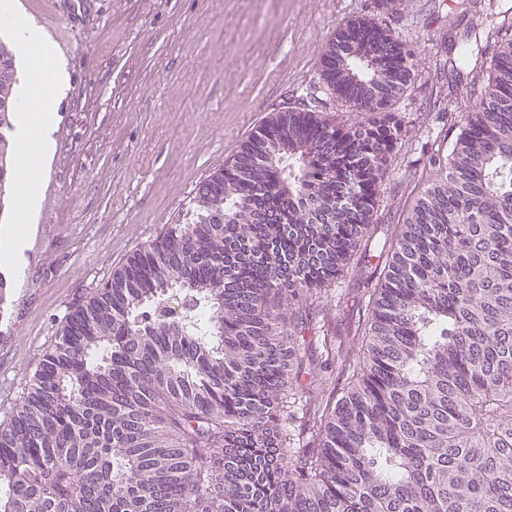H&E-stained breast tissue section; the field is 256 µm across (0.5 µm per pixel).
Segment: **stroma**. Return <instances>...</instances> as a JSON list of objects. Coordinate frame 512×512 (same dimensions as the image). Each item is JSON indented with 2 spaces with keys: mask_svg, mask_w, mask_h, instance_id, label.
Wrapping results in <instances>:
<instances>
[{
  "mask_svg": "<svg viewBox=\"0 0 512 512\" xmlns=\"http://www.w3.org/2000/svg\"><path fill=\"white\" fill-rule=\"evenodd\" d=\"M47 30L68 76L44 173L26 275L0 317V418L27 387L70 306L183 214L197 185L269 113L321 96L325 43L374 0H15ZM512 24V0H402L383 17L413 51L404 132L372 226L382 246L438 169L426 151L440 111L463 105L492 46L483 19ZM374 269L356 256L324 307L356 350Z\"/></svg>",
  "mask_w": 512,
  "mask_h": 512,
  "instance_id": "1",
  "label": "stroma"
}]
</instances>
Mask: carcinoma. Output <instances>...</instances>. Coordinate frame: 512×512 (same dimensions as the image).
Returning a JSON list of instances; mask_svg holds the SVG:
<instances>
[{
	"instance_id": "1",
	"label": "carcinoma",
	"mask_w": 512,
	"mask_h": 512,
	"mask_svg": "<svg viewBox=\"0 0 512 512\" xmlns=\"http://www.w3.org/2000/svg\"><path fill=\"white\" fill-rule=\"evenodd\" d=\"M495 35V101L448 113L445 176L375 255L359 351L323 340L341 388H300L303 332L371 248L412 79L373 15L320 59L363 121L314 96L272 112L70 307L0 421V512H512V25Z\"/></svg>"
}]
</instances>
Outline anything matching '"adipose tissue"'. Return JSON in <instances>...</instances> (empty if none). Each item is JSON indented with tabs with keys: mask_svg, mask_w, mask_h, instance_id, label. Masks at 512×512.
Listing matches in <instances>:
<instances>
[{
	"mask_svg": "<svg viewBox=\"0 0 512 512\" xmlns=\"http://www.w3.org/2000/svg\"><path fill=\"white\" fill-rule=\"evenodd\" d=\"M0 28L13 44L23 71L17 87L19 110L16 117V138L20 147L16 182L22 224L11 238L0 241L1 250L18 252L26 245V223L40 202L42 163L53 149L52 133L65 74L56 64L55 45L40 26L10 7L0 19Z\"/></svg>",
	"mask_w": 512,
	"mask_h": 512,
	"instance_id": "obj_1",
	"label": "adipose tissue"
}]
</instances>
